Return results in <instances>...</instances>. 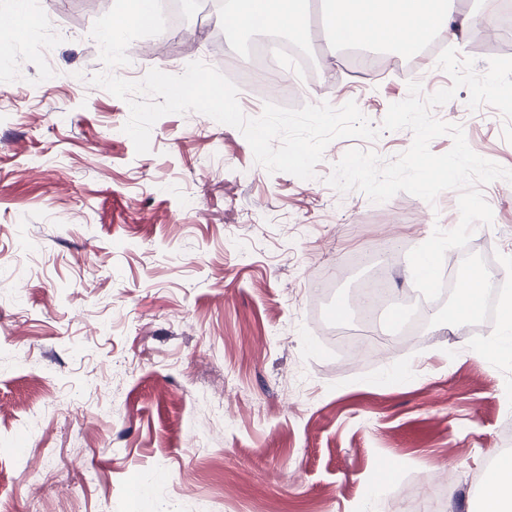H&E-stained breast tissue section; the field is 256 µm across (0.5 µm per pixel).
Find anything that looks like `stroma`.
Here are the masks:
<instances>
[{
    "label": "stroma",
    "instance_id": "stroma-1",
    "mask_svg": "<svg viewBox=\"0 0 512 512\" xmlns=\"http://www.w3.org/2000/svg\"><path fill=\"white\" fill-rule=\"evenodd\" d=\"M114 0H51L47 47L0 12V512H406L448 476L444 512H480V483L512 452V352L475 355L493 315L453 322L457 289L406 353L343 352L325 324L346 309L352 255L386 239L419 246L460 220L458 193L376 203L327 179L346 151L390 160L410 130H382L408 95L400 57L346 78L350 48L321 32L313 103L356 102L381 133L331 142L302 180L255 163L242 133L188 112L161 117L136 154L129 107L92 84L91 36ZM189 20L133 41L132 80L201 59L223 69L275 38L228 27L223 42ZM489 14L457 44L485 72ZM459 89L435 107L479 156L512 169L505 120ZM467 268L512 270V183L481 188ZM335 282L314 298L320 278ZM344 312H337V305Z\"/></svg>",
    "mask_w": 512,
    "mask_h": 512
}]
</instances>
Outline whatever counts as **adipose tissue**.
<instances>
[{
	"label": "adipose tissue",
	"mask_w": 512,
	"mask_h": 512,
	"mask_svg": "<svg viewBox=\"0 0 512 512\" xmlns=\"http://www.w3.org/2000/svg\"><path fill=\"white\" fill-rule=\"evenodd\" d=\"M225 23L241 28H270L288 34L305 32L306 0H235ZM324 24L337 40L383 44L395 54L411 56L437 36L459 42L469 27L467 13L449 0H324ZM483 512H512V453L500 454L481 482Z\"/></svg>",
	"instance_id": "1"
}]
</instances>
